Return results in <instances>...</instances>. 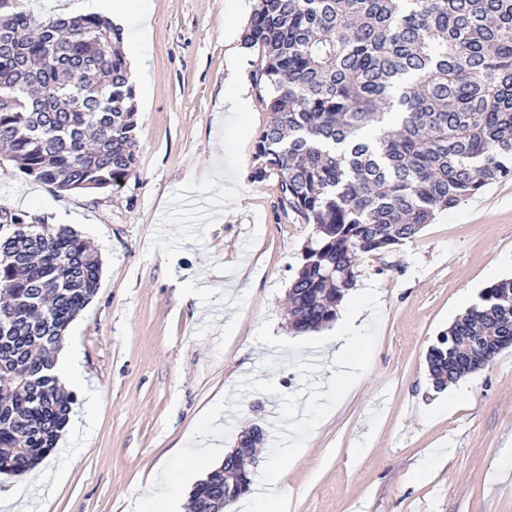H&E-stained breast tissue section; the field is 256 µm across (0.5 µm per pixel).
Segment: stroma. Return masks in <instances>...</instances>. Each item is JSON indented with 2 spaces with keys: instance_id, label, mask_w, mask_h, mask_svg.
<instances>
[{
  "instance_id": "obj_1",
  "label": "stroma",
  "mask_w": 512,
  "mask_h": 512,
  "mask_svg": "<svg viewBox=\"0 0 512 512\" xmlns=\"http://www.w3.org/2000/svg\"><path fill=\"white\" fill-rule=\"evenodd\" d=\"M151 40L136 90L137 164L121 185L53 192L0 161V205L90 242L100 286L65 339L97 392L75 394L49 463L1 489L41 512H132L153 468L202 414L249 375L280 394L304 387L298 359L335 346L334 327L299 333L288 289L313 236L284 218L274 181L250 171L270 114L258 53L241 49L249 100L228 110L224 29L245 30L254 0H149ZM381 322L371 365L286 470L288 512H512V348L460 398L435 391L426 353L512 277V180L437 214L393 250L361 256ZM279 394V396H280ZM279 396L252 392L224 412L235 446L250 424L274 442Z\"/></svg>"
}]
</instances>
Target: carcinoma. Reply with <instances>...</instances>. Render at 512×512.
<instances>
[{
  "instance_id": "1",
  "label": "carcinoma",
  "mask_w": 512,
  "mask_h": 512,
  "mask_svg": "<svg viewBox=\"0 0 512 512\" xmlns=\"http://www.w3.org/2000/svg\"><path fill=\"white\" fill-rule=\"evenodd\" d=\"M120 29L95 15L38 22L0 0V147L55 192L121 184L138 117ZM243 42L260 52L270 121L250 178L275 179L283 216L314 238L288 289L298 332L336 319L355 257L414 239L439 212L512 178V0H257ZM100 261L78 233L0 206V474L56 448L72 398L52 373L64 332L97 293ZM512 278L439 334L434 389L512 346ZM224 466L190 497L219 512Z\"/></svg>"
}]
</instances>
